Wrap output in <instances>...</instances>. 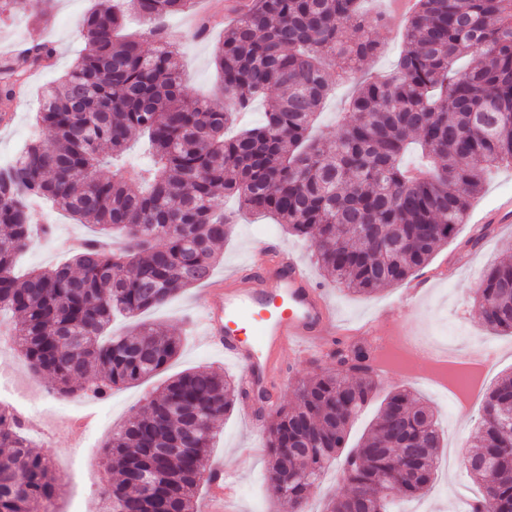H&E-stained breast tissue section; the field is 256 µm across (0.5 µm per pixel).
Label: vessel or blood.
<instances>
[{
    "mask_svg": "<svg viewBox=\"0 0 512 512\" xmlns=\"http://www.w3.org/2000/svg\"><path fill=\"white\" fill-rule=\"evenodd\" d=\"M198 321L208 343L241 366L242 399L255 421L270 407L263 395L284 372L283 352L327 353L336 335L324 292L301 261L275 242L231 275L211 280ZM210 473L211 512H223L232 487L225 484L221 466H212Z\"/></svg>",
    "mask_w": 512,
    "mask_h": 512,
    "instance_id": "1",
    "label": "vessel or blood"
}]
</instances>
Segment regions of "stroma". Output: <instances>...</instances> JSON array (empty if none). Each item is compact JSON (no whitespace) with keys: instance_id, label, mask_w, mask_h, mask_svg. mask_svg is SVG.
Listing matches in <instances>:
<instances>
[{"instance_id":"35a3bbf8","label":"stroma","mask_w":512,"mask_h":512,"mask_svg":"<svg viewBox=\"0 0 512 512\" xmlns=\"http://www.w3.org/2000/svg\"><path fill=\"white\" fill-rule=\"evenodd\" d=\"M209 2L212 25L206 37H195L183 13L170 17L168 27L172 39L180 47L185 94L220 104L224 97L214 58L224 39L225 0ZM95 3L96 0H25L24 9L0 15V53L17 44L35 41L53 42L58 49V55L51 65L31 77L25 88V102L12 105L11 120L0 122V154L20 151L31 138L37 136L33 116L40 94L45 87L56 83L74 63L82 47L80 22ZM363 8L373 19L371 35L380 43L382 50L364 63L361 74L365 77L389 75L404 47L403 35L408 17L394 9L393 0H365ZM510 196L512 165L492 170L481 192L472 199L466 222L458 225L448 243L436 251L427 266L419 269V276L430 277L431 286L417 302L409 305L401 302L404 287L400 284L370 295H359L325 281L308 240L288 234L282 225L271 220L240 210L234 197L225 198L223 202L225 211L237 212L238 217L230 237L219 247L220 255L213 274L219 277L241 266L259 244L275 240L305 264L314 281L323 284L335 310L338 329L356 330L372 320L383 319L385 313L389 312L395 319L396 327L429 336H452L458 352L465 354L475 338L489 336L474 304L475 291L490 265L501 261L512 262V226L493 224L490 233L478 247H470L468 241L478 233L479 222L494 216L499 200ZM31 221L51 224L52 233L32 240L18 262L16 272L20 275L34 268L48 269L65 262L68 257L67 241L80 240L89 233L86 225L76 223L46 203L35 206ZM202 291L199 285L186 289L163 307L142 314V321L155 324L156 328L167 334L181 337L180 353L161 374L113 391L106 401L110 417L98 428L96 435H89L87 430L74 426L51 430L31 429L32 449L41 454L51 448L65 450L86 445L90 439L95 442L94 447H89L79 469H70L65 462L57 465L56 470L63 484L52 505L54 512H73L78 506L82 507L83 512H96L99 493L108 478L103 465L105 443L127 418L144 408L165 381L196 367L239 376V366L210 347L193 320L192 304ZM492 339L499 352L491 370V377L496 380L512 372V335H497ZM4 361L9 363L17 380L27 383L30 404L70 405V398L53 393L49 378L36 375L29 369L17 349L0 352V363ZM282 361L285 374L276 385L275 392L279 402L288 405L296 400L297 378L316 370H330L336 365L334 358L325 355L310 353L299 357L289 350L284 351ZM397 388L409 389L425 400L444 428L445 441L457 445L460 453L470 452L480 422L479 412L447 418L427 381L413 382L394 373L378 381L373 402L349 431V445H356L366 433L380 402ZM210 460L223 465L225 477L235 485L233 512H275L278 493L267 477L266 434L252 428L243 405H236L233 411L218 420L217 442ZM456 490L470 498L478 494L465 465L460 462L448 473L438 474L424 501L437 504V512H452L450 496Z\"/></svg>"}]
</instances>
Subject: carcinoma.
Masks as SVG:
<instances>
[{
  "instance_id": "obj_1",
  "label": "carcinoma",
  "mask_w": 512,
  "mask_h": 512,
  "mask_svg": "<svg viewBox=\"0 0 512 512\" xmlns=\"http://www.w3.org/2000/svg\"><path fill=\"white\" fill-rule=\"evenodd\" d=\"M156 43L118 36L115 0L83 18L82 54L46 90L35 137L16 164L0 169V308L14 317L9 336L35 374L61 397L98 398L166 368L181 340L141 323L107 336L115 314L160 307L207 281L233 218L218 211L233 194L251 212L311 240L327 277L368 294L406 281L465 223L484 175L512 164V0H418L396 71L363 81L331 144L313 135L328 74L349 79L379 50L347 30L368 24L360 0H240L215 57L224 105L184 94L179 52L166 21L190 0H126ZM479 60L461 65L470 55ZM39 43L0 62V98L13 97L31 70L55 58ZM280 91L263 122L232 137L224 129L268 91ZM147 138L148 164L130 183L112 165L132 140ZM428 159L409 168L412 148ZM33 199L51 201L94 227L70 262L15 276L34 234ZM477 307L486 330L512 334V263L490 267ZM371 347L336 351V369L297 379V401L280 405L267 427L269 479L282 512H306L317 481L346 445L347 430L376 384ZM236 380L203 368L178 374L105 444L117 483L98 512H193L216 435L233 410ZM493 414L476 433V453L493 449V474L479 481L470 512H512V447L497 415L512 412V373L486 393ZM443 448L431 408L407 389L387 394L368 433L344 460L347 492L326 512H389L391 501L429 489ZM154 474L150 490L130 483ZM58 477L30 451L27 429L0 407V512H49Z\"/></svg>"
}]
</instances>
